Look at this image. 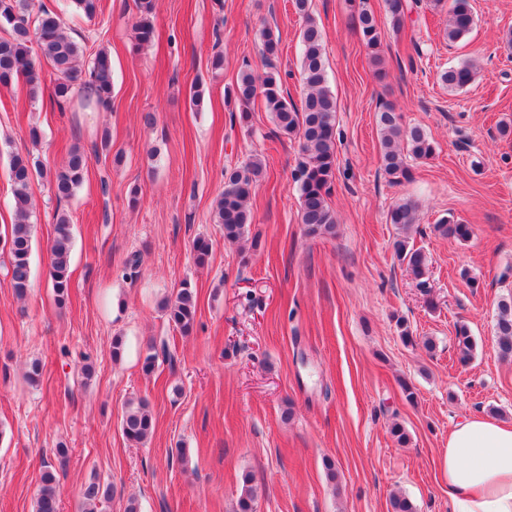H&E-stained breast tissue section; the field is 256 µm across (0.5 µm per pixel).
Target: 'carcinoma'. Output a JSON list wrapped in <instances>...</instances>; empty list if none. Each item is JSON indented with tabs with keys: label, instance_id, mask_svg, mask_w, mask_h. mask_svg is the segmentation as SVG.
<instances>
[{
	"label": "carcinoma",
	"instance_id": "carcinoma-1",
	"mask_svg": "<svg viewBox=\"0 0 512 512\" xmlns=\"http://www.w3.org/2000/svg\"><path fill=\"white\" fill-rule=\"evenodd\" d=\"M390 25L394 34L403 29L412 6L407 0H387ZM295 12L303 19L301 32V74L304 95L297 106L285 97L282 78L273 60L280 51V34L270 26L262 30V66L247 67L238 76L236 84L227 92V99L242 106L239 120L249 119L247 106L254 100H263L271 112L279 134L298 143V157L292 171L300 200L301 223L309 237H324L336 231V214L328 204V196L336 179V98L327 86L324 61L323 32L309 10V0H292ZM137 15L132 25L137 45L152 42L155 36V0H136ZM360 34L370 51L376 73H381L382 28L375 16L365 8L358 9ZM474 24V15L468 0H452L448 9L445 37L450 42L463 39ZM0 85L8 86L24 79L35 97L41 84L42 65H47L54 76L49 103L60 110L77 98L87 105H107L112 98V57L102 49L88 68H81L83 49L64 30L62 13L35 0H0ZM476 74L474 64L462 62L448 68L442 79L451 91L472 83ZM380 131L381 169L388 182L399 184L411 178L408 159H428L434 146L419 126L405 127L401 116L390 106L378 112ZM89 164L87 152L80 148L70 151L67 160L51 172L31 153L15 152L10 157V179L14 195V223L10 230L0 234V250L8 253V275L15 295L27 296L32 275V225L28 190L36 178H50L58 199L72 197L85 178ZM263 173L262 161L254 157L242 167L224 173V191L216 205V222L224 229V242L238 245L247 240L259 245L258 237H249L252 223L250 200ZM387 223L397 233L393 249L397 260L406 265L417 281V287H428L427 259L421 249L410 242V233L417 224V207L410 201L394 205L387 215ZM434 231L443 237L452 236L464 241L471 228L442 220ZM54 239L50 247L49 278L57 305L63 307L70 297V255L73 225L65 212L54 215ZM163 310L168 321L183 335L190 334L196 322V299L186 283L174 296L166 299ZM496 347L500 358L512 359V297L499 301L495 321ZM456 349L459 360L468 362L475 350V340L465 324L456 326ZM122 433L132 444H143L152 436L155 421L143 400L129 402L121 421ZM45 471L42 485L34 501V512H58L57 476L53 463L43 461ZM113 487L109 483L91 482L83 492V512H105L112 500ZM256 489L249 477H243L242 490L237 500V512H254Z\"/></svg>",
	"mask_w": 512,
	"mask_h": 512
}]
</instances>
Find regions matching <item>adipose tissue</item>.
Segmentation results:
<instances>
[{"mask_svg":"<svg viewBox=\"0 0 512 512\" xmlns=\"http://www.w3.org/2000/svg\"><path fill=\"white\" fill-rule=\"evenodd\" d=\"M445 474L451 512H512V425L484 414L458 422Z\"/></svg>","mask_w":512,"mask_h":512,"instance_id":"ef3b65f1","label":"adipose tissue"}]
</instances>
